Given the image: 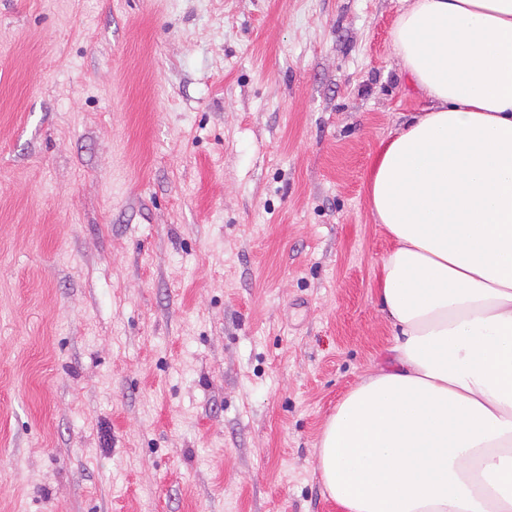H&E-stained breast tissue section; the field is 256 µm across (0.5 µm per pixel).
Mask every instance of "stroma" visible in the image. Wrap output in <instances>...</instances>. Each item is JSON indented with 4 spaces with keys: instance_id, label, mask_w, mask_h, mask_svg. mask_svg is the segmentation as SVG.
I'll list each match as a JSON object with an SVG mask.
<instances>
[{
    "instance_id": "obj_1",
    "label": "stroma",
    "mask_w": 512,
    "mask_h": 512,
    "mask_svg": "<svg viewBox=\"0 0 512 512\" xmlns=\"http://www.w3.org/2000/svg\"><path fill=\"white\" fill-rule=\"evenodd\" d=\"M404 6L0 0V512H341Z\"/></svg>"
}]
</instances>
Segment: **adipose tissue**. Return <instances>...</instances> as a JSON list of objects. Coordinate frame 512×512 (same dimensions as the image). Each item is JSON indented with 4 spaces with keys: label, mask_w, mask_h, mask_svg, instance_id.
Masks as SVG:
<instances>
[{
    "label": "adipose tissue",
    "mask_w": 512,
    "mask_h": 512,
    "mask_svg": "<svg viewBox=\"0 0 512 512\" xmlns=\"http://www.w3.org/2000/svg\"><path fill=\"white\" fill-rule=\"evenodd\" d=\"M405 2L393 44L426 104L367 196L393 342L318 468L343 512H512V0Z\"/></svg>",
    "instance_id": "ef3b65f1"
}]
</instances>
